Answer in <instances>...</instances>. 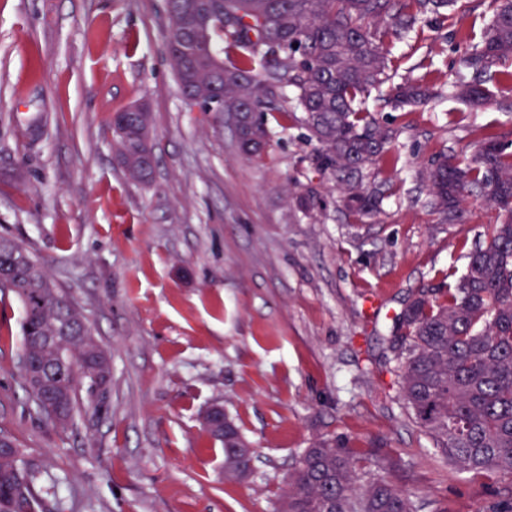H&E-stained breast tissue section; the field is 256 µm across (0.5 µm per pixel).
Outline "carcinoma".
I'll return each instance as SVG.
<instances>
[{
  "instance_id": "cac0c4a2",
  "label": "carcinoma",
  "mask_w": 512,
  "mask_h": 512,
  "mask_svg": "<svg viewBox=\"0 0 512 512\" xmlns=\"http://www.w3.org/2000/svg\"><path fill=\"white\" fill-rule=\"evenodd\" d=\"M174 0L168 9L171 64L187 96L204 112H237V137L248 153L266 137L259 112H301L316 144L321 173L340 183L342 200L362 214L382 200L386 180L370 176L383 162L397 164L399 130L366 109V99L395 70L390 47L404 42L430 14L454 0ZM482 40L462 57L455 96L475 106L486 84L512 83V0H495ZM224 71V86L206 80ZM289 106L280 99L284 89ZM423 78L394 87L393 108L427 102ZM112 116L118 158L128 174L146 179L154 158L145 141L144 113ZM428 205L442 224H462L464 205L497 211L486 238L467 255L466 272L446 288H419L407 297L385 338L404 405L452 466L468 473L512 476V139L485 134L464 158L442 155L422 173ZM23 306L22 373L38 408L52 407L56 427L79 409L70 373L87 384V406L103 410L112 362L67 293L44 274L16 241L0 236V276ZM0 512L41 507L24 449L0 434ZM254 450L235 429L224 443L227 476L250 472ZM276 512H417L410 495L354 459L345 441L320 437L296 460ZM488 512H512V485Z\"/></svg>"
}]
</instances>
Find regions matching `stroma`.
<instances>
[{"label":"stroma","instance_id":"stroma-1","mask_svg":"<svg viewBox=\"0 0 512 512\" xmlns=\"http://www.w3.org/2000/svg\"><path fill=\"white\" fill-rule=\"evenodd\" d=\"M166 0H0V235L23 245L112 357L107 413L60 429L21 376L23 308L0 298V430L27 450L42 512H276L284 478L320 436L341 437L421 512H485L512 476L447 465L399 397L385 329L409 291L460 276L496 215L443 224L420 170L512 135V87L468 107L447 84L416 110L370 98L409 164L356 215L297 112H268L244 155L231 113L189 110L167 52ZM451 26L393 49L398 73L455 75ZM149 104L155 165L132 180L109 121ZM323 205L298 208L296 186ZM379 307L367 312L365 298ZM223 405L251 442V474L224 475L203 412Z\"/></svg>","mask_w":512,"mask_h":512}]
</instances>
